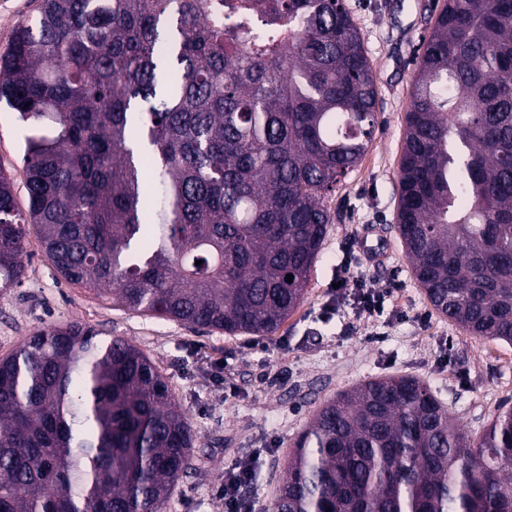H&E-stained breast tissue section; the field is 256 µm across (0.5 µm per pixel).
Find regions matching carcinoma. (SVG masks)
I'll return each mask as SVG.
<instances>
[{"mask_svg":"<svg viewBox=\"0 0 512 512\" xmlns=\"http://www.w3.org/2000/svg\"><path fill=\"white\" fill-rule=\"evenodd\" d=\"M376 98L343 0H41L0 56L29 129L27 212L0 171V290L32 229L62 280L114 305L273 335ZM405 121L411 272L438 314L512 345V0H444ZM195 442L120 337L46 324L0 358V512H161ZM272 512H512V409L473 437L415 377L358 384L293 441Z\"/></svg>","mask_w":512,"mask_h":512,"instance_id":"carcinoma-1","label":"carcinoma"}]
</instances>
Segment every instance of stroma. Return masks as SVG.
I'll use <instances>...</instances> for the list:
<instances>
[{
    "label": "stroma",
    "mask_w": 512,
    "mask_h": 512,
    "mask_svg": "<svg viewBox=\"0 0 512 512\" xmlns=\"http://www.w3.org/2000/svg\"><path fill=\"white\" fill-rule=\"evenodd\" d=\"M344 6L373 69L376 129L362 159L323 200L332 222L306 298L275 335L227 336L112 305L61 281L33 232L25 240L24 277L0 291V357L39 326L80 321L103 339L127 340L159 367L197 433L195 468L163 512H224L218 482L226 468L251 456L256 463L245 493L256 512H271L290 446L312 415L336 394L376 377L425 381L472 435L499 410L512 408V345L472 336L437 314L394 229L415 60L444 0H344ZM25 134L12 113L0 112V170L11 177L15 206L23 212ZM369 227L393 253L384 264L362 265L361 272L376 288L397 284L398 313L371 324L356 320L345 305L325 317L336 266L346 251L362 255Z\"/></svg>",
    "instance_id": "stroma-1"
}]
</instances>
